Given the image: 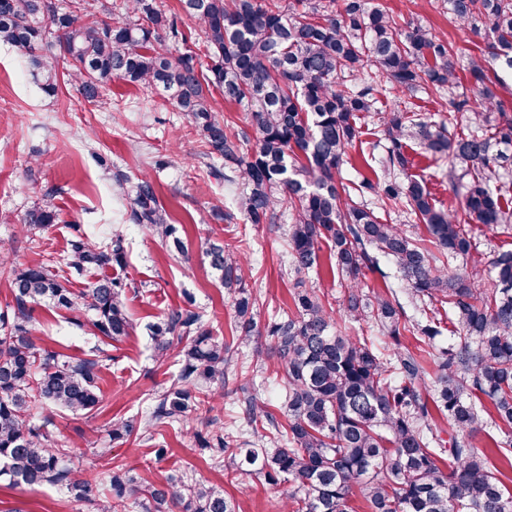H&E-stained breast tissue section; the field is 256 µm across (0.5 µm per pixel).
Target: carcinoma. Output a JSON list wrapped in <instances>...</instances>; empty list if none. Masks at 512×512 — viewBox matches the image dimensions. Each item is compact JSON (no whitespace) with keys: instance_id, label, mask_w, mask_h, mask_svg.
<instances>
[{"instance_id":"cac0c4a2","label":"carcinoma","mask_w":512,"mask_h":512,"mask_svg":"<svg viewBox=\"0 0 512 512\" xmlns=\"http://www.w3.org/2000/svg\"><path fill=\"white\" fill-rule=\"evenodd\" d=\"M200 32L179 28L156 0H0V42L26 56L41 90L53 96L58 64L68 62L67 82L85 101L112 109L109 84L160 89L199 137V154L218 159L210 174L224 180L231 206L214 214L228 224L287 223L288 267L295 277L294 311L267 325L268 353L252 347L257 298L246 287V255L211 239L209 265L232 302L236 349L249 348L260 364L283 371L285 421L252 396L240 404L250 436L234 426L209 422L203 447L224 456V468L255 474L271 484L288 481L285 512H351L358 496L370 512H512V249L492 260L488 283L467 259L473 220L512 235V210L490 183L512 162V117L502 93L512 75V0H448L454 19L483 38L480 54L460 63L445 38L415 22L399 24L372 0H181ZM52 27L54 41H45ZM468 73L474 101H451L434 120L409 103L384 101L390 84L415 97L431 89L451 92ZM247 112L236 128L211 106L213 93ZM470 113L468 123L458 114ZM378 116L365 141L361 119ZM448 158L449 172L467 180L462 212L437 206L425 181L411 173L409 141ZM378 156L383 177L347 175L351 151ZM400 204L421 229L413 232L382 220ZM126 221L148 229L180 253L185 245L170 223L156 183L147 175L127 194ZM58 221L57 211L36 206L24 228ZM329 246L332 272L344 293L339 310L326 306L305 277L321 267ZM130 249L117 228L105 242L78 235L64 265L74 279L90 266H122ZM395 268L396 281L381 267ZM379 273L384 290H364L365 271ZM12 322L0 334V476L37 489L63 483L98 512H235L221 491L192 478L145 486L126 472L111 476L112 497L98 498L93 479L65 464L70 450L57 446L48 424L35 426L30 411L50 406L72 413L99 409V360L37 347L33 306L49 302L93 313L98 335L129 336L134 324L125 291L102 278L76 294L51 267L22 265L8 280ZM421 319L409 322L399 296ZM188 301L150 328L157 357L167 359L173 341L185 342L182 369L146 415L112 420L111 440L129 439L157 423H189L204 397L223 395L245 371L232 349L213 334ZM446 311L448 346L435 348ZM370 323L377 335L361 336L355 324ZM412 332L411 350L402 336ZM488 398L484 419L473 397ZM448 421V437L436 417ZM503 440L480 449L487 428Z\"/></svg>"}]
</instances>
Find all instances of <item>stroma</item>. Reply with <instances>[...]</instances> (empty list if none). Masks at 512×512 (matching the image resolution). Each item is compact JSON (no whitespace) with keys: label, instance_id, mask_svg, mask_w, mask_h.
<instances>
[{"label":"stroma","instance_id":"1","mask_svg":"<svg viewBox=\"0 0 512 512\" xmlns=\"http://www.w3.org/2000/svg\"><path fill=\"white\" fill-rule=\"evenodd\" d=\"M396 20H415L447 34L455 47L472 52L479 37L451 22L443 0H381ZM112 109L96 110L69 85L57 95L44 94L34 83L27 59L0 43V312L13 305L8 276L26 264L58 263L69 239L84 234L101 240L124 224L125 194L141 176L156 183L159 197L176 220L188 247L181 255L163 247L146 229L126 226L131 243L127 266H92L73 281V292L109 276L125 287L126 311L136 325L133 335L117 340L97 336L93 315L48 304L35 306L34 334L38 346L64 355L99 346L101 411L74 414L55 408L33 411L31 421H50L58 444L71 448L72 463L96 479L102 496H111L109 477L123 470L146 484H161L193 476L207 481L230 498L236 512H283L293 486L269 484L264 477L225 473L194 432L208 421L231 423L238 400L251 394L279 410L277 384L254 378L245 389L234 390L193 413L191 429L167 424L154 427L152 438L111 441L113 417L149 411L159 395L175 383L181 365L176 357L159 360L148 327L169 309L192 295L205 324L228 344L236 342L231 302L204 253L206 238L235 246L247 241L252 265L248 282L260 298L256 316L261 349L272 345L266 327L272 314L291 306L294 279L285 269L286 238L281 228L266 224H227L214 219L213 207L223 205L227 191L212 177L208 161L198 155L195 134L152 90L123 81L110 86ZM413 172L425 180L445 208L461 207L463 182L448 178L447 160L426 155L420 145L408 149ZM127 176L124 185L113 171ZM51 205L59 221L26 234L23 219L34 206ZM0 512H96L95 504L78 502L66 487L46 485L30 490L0 478Z\"/></svg>","mask_w":512,"mask_h":512}]
</instances>
